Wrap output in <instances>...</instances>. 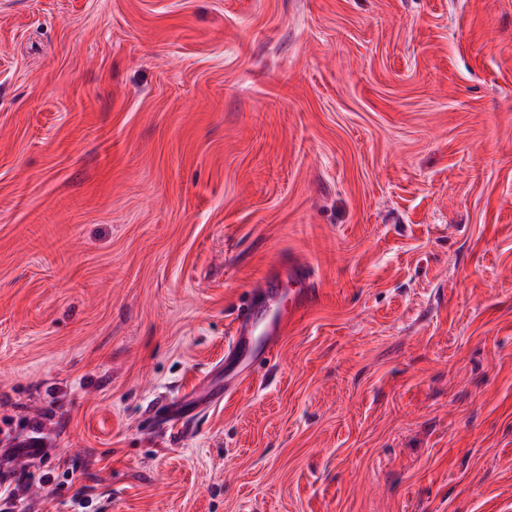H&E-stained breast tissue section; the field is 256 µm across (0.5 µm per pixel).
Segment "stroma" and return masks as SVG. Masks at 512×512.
<instances>
[{"label":"stroma","mask_w":512,"mask_h":512,"mask_svg":"<svg viewBox=\"0 0 512 512\" xmlns=\"http://www.w3.org/2000/svg\"><path fill=\"white\" fill-rule=\"evenodd\" d=\"M289 256L315 300L200 404ZM35 439L25 512H512V0H0Z\"/></svg>","instance_id":"35a3bbf8"}]
</instances>
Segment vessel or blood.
Instances as JSON below:
<instances>
[{"instance_id": "vessel-or-blood-1", "label": "vessel or blood", "mask_w": 512, "mask_h": 512, "mask_svg": "<svg viewBox=\"0 0 512 512\" xmlns=\"http://www.w3.org/2000/svg\"><path fill=\"white\" fill-rule=\"evenodd\" d=\"M225 339L228 360H269L281 339L316 297L315 278L306 264L288 259L269 272L252 292Z\"/></svg>"}]
</instances>
